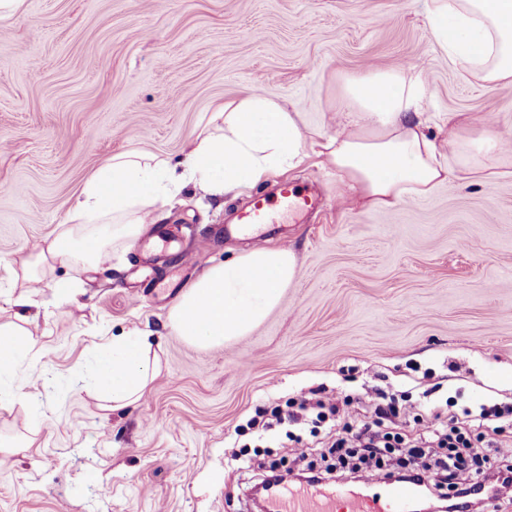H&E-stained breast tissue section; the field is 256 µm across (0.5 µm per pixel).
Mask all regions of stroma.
I'll return each instance as SVG.
<instances>
[{
    "instance_id": "35a3bbf8",
    "label": "stroma",
    "mask_w": 512,
    "mask_h": 512,
    "mask_svg": "<svg viewBox=\"0 0 512 512\" xmlns=\"http://www.w3.org/2000/svg\"><path fill=\"white\" fill-rule=\"evenodd\" d=\"M431 0H26L0 20V325L16 320L12 271L69 217L112 155L182 159L214 103L263 87L310 128H340L344 77L417 64L429 131L448 118L512 128V85L460 76L432 38ZM315 187L311 215L270 224L262 246L299 260L280 306L249 335L198 348L167 325L173 296L201 272L251 249L221 228L250 193L194 187L153 205L133 244L108 264L67 261L30 289L38 350L0 399V512H248L260 466L326 473L320 451L244 452L236 428L298 396L430 411L512 405V179L453 183L394 211L366 210L315 162L274 174ZM189 251L191 266L180 257ZM79 292L68 298L62 285ZM149 332L159 374L136 404L107 409L90 377L101 344ZM470 474L512 459V420Z\"/></svg>"
}]
</instances>
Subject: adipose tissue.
I'll return each instance as SVG.
<instances>
[{"label":"adipose tissue","mask_w":512,"mask_h":512,"mask_svg":"<svg viewBox=\"0 0 512 512\" xmlns=\"http://www.w3.org/2000/svg\"><path fill=\"white\" fill-rule=\"evenodd\" d=\"M428 23L453 68L487 83H512V0H432ZM421 68L370 69L347 77L342 130H312L301 113L260 92L218 104L220 123L189 144L181 166L146 152L112 156L86 182L66 226L20 257L28 282L61 260L101 262L111 245L136 240L150 206L188 184L223 195L257 187L277 171L319 158L369 210L392 211L453 181L486 185L512 175V150L480 119L453 124L440 148L423 116ZM294 251L252 249L207 269L170 308L187 342L218 347L249 334L298 276ZM148 335L133 330L99 354L96 384L109 408L139 401L152 381Z\"/></svg>","instance_id":"adipose-tissue-1"}]
</instances>
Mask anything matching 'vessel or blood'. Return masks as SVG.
<instances>
[{"instance_id":"obj_1","label":"vessel or blood","mask_w":512,"mask_h":512,"mask_svg":"<svg viewBox=\"0 0 512 512\" xmlns=\"http://www.w3.org/2000/svg\"><path fill=\"white\" fill-rule=\"evenodd\" d=\"M311 204L312 197L303 187L283 184L276 195H255L248 209L241 212L238 229L246 232L274 223L277 215L298 214ZM414 493L410 484L389 485L378 497L342 488L325 494L309 486L286 496L271 497L268 512H408Z\"/></svg>"}]
</instances>
